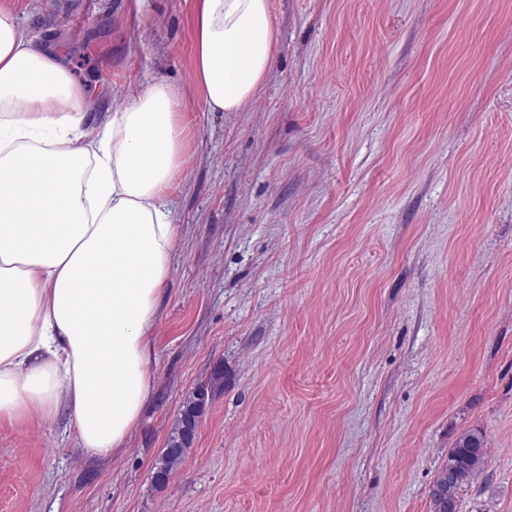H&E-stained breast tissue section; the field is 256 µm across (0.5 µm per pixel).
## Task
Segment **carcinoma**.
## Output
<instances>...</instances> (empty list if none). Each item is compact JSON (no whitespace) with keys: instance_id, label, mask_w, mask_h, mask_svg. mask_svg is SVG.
Instances as JSON below:
<instances>
[{"instance_id":"1","label":"carcinoma","mask_w":512,"mask_h":512,"mask_svg":"<svg viewBox=\"0 0 512 512\" xmlns=\"http://www.w3.org/2000/svg\"><path fill=\"white\" fill-rule=\"evenodd\" d=\"M210 384L196 387L183 402L179 417L171 429L167 444L178 448L175 453L162 449L155 462L154 481L168 482L183 461L195 438L194 421L200 420L205 405L202 396L209 395ZM487 451L484 434L478 429L462 433L448 454V463L439 472L430 492V512H459V496L485 470Z\"/></svg>"}]
</instances>
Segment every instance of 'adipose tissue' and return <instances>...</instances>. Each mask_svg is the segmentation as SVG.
Listing matches in <instances>:
<instances>
[{
	"label": "adipose tissue",
	"instance_id": "1",
	"mask_svg": "<svg viewBox=\"0 0 512 512\" xmlns=\"http://www.w3.org/2000/svg\"><path fill=\"white\" fill-rule=\"evenodd\" d=\"M196 31L208 109L240 111L273 63L270 0H200ZM183 108L159 80L90 122L68 67L0 5V424L66 414L101 459L137 428L180 235Z\"/></svg>",
	"mask_w": 512,
	"mask_h": 512
}]
</instances>
